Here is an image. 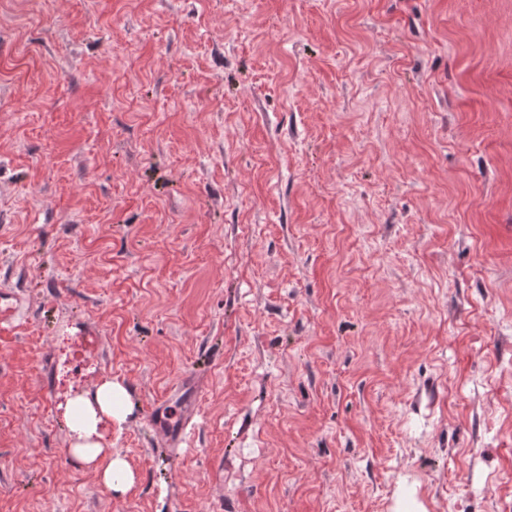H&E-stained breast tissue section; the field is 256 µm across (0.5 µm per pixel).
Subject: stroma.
I'll return each mask as SVG.
<instances>
[{
  "label": "stroma",
  "instance_id": "stroma-1",
  "mask_svg": "<svg viewBox=\"0 0 512 512\" xmlns=\"http://www.w3.org/2000/svg\"><path fill=\"white\" fill-rule=\"evenodd\" d=\"M1 286L0 512H512V0H0ZM22 299L15 288L0 289V324H12L20 319ZM179 392L187 395L188 405L185 404L175 410H167L169 405L165 402L154 405L147 411L148 423L157 440L166 448H181L188 429L193 425L195 406L201 392V385L195 375H187L182 378ZM130 412L127 389L111 380L101 383L90 396L73 398L67 408L76 441L70 455L80 464L92 467L112 492L123 493L135 483V474L120 455L112 454L99 432L104 421L122 422Z\"/></svg>",
  "mask_w": 512,
  "mask_h": 512
}]
</instances>
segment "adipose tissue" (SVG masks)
Listing matches in <instances>:
<instances>
[{"label":"adipose tissue","instance_id":"obj_1","mask_svg":"<svg viewBox=\"0 0 512 512\" xmlns=\"http://www.w3.org/2000/svg\"><path fill=\"white\" fill-rule=\"evenodd\" d=\"M130 411V397L120 383L105 381L88 396L73 398L67 408L76 435L70 454L80 464L92 467L103 484L116 493L129 490L135 474L121 456L113 454L99 428L103 422L124 421Z\"/></svg>","mask_w":512,"mask_h":512}]
</instances>
